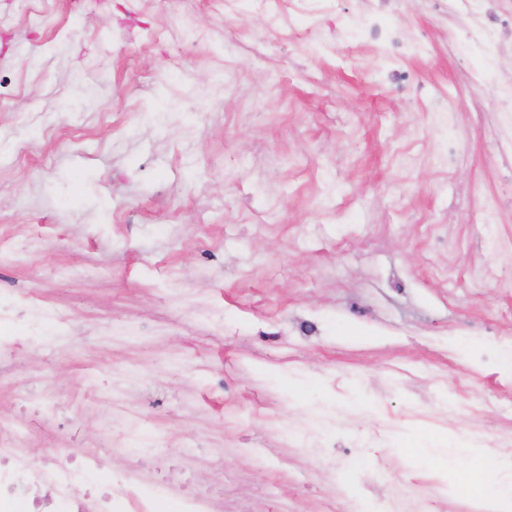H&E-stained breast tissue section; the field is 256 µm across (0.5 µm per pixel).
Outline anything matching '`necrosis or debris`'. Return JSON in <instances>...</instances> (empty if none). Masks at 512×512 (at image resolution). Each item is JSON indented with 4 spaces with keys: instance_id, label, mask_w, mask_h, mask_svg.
Segmentation results:
<instances>
[{
    "instance_id": "necrosis-or-debris-1",
    "label": "necrosis or debris",
    "mask_w": 512,
    "mask_h": 512,
    "mask_svg": "<svg viewBox=\"0 0 512 512\" xmlns=\"http://www.w3.org/2000/svg\"><path fill=\"white\" fill-rule=\"evenodd\" d=\"M378 2L379 10L365 18L358 36L389 57L403 56L409 43L398 28L386 22L382 12L383 5L390 0ZM458 2L473 19L465 31L466 39L499 49L512 45V15H499L494 9L496 0ZM25 317L36 328L51 325L48 343L66 347L72 326L67 317L49 308L40 293L0 292V326ZM20 397L26 402L25 413L15 416L7 428H0V512H156L162 495L176 497L180 512H216L214 494L153 479L141 466H132L117 478L106 474L97 452L88 451L77 458H50L38 466L32 464L27 446L34 435L53 431L57 412L45 398L30 400L28 391H21ZM116 423L123 432V448L131 458H138L141 443L151 437L152 431L131 419L118 404L112 408L110 424L104 425L99 435V446L111 444L112 426Z\"/></svg>"
}]
</instances>
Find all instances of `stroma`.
Here are the masks:
<instances>
[{"mask_svg":"<svg viewBox=\"0 0 512 512\" xmlns=\"http://www.w3.org/2000/svg\"><path fill=\"white\" fill-rule=\"evenodd\" d=\"M233 8L0 0V289L76 326L23 357L58 407L29 456L79 451L118 400L161 435L166 476L230 475L249 512L394 491L460 512L487 454L471 419L494 434L512 390L511 367L474 357L512 336V200L494 224L479 206L508 176L494 91L512 51L456 43L432 0L388 15L412 45L395 63L354 36L364 0L311 27ZM93 361L112 389L72 403ZM315 404L354 411L324 458L284 433ZM376 433L389 466L352 443ZM460 446L471 468L447 469Z\"/></svg>","mask_w":512,"mask_h":512,"instance_id":"35a3bbf8","label":"stroma"}]
</instances>
